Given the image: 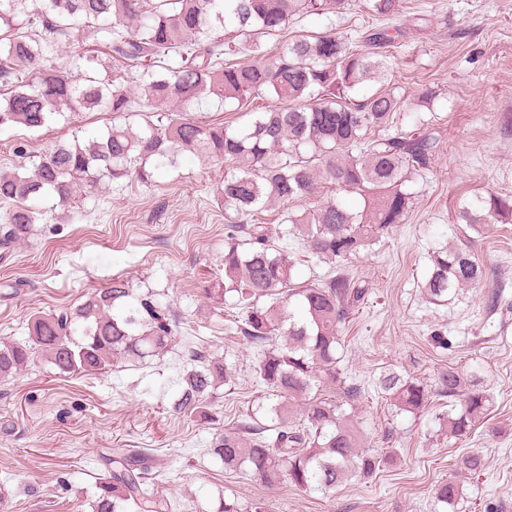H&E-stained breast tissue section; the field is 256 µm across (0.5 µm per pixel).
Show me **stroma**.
I'll use <instances>...</instances> for the list:
<instances>
[{
  "label": "stroma",
  "mask_w": 512,
  "mask_h": 512,
  "mask_svg": "<svg viewBox=\"0 0 512 512\" xmlns=\"http://www.w3.org/2000/svg\"><path fill=\"white\" fill-rule=\"evenodd\" d=\"M375 27L395 36L384 89L412 103L433 91L428 110L438 148L430 168L409 177L414 198L404 224L350 264L368 295L341 329L344 363L362 380L394 369L426 384L448 366L467 368L494 397L484 428L450 441L437 433L441 402L415 417L362 398L363 434L391 461L371 479L324 493L245 481L205 454L259 390L255 355L229 332L233 310L216 294L224 280V165L187 154L176 168L155 172L152 185L122 180L73 207L48 208L29 242L0 261V338L27 340L33 317L76 307L123 276L135 291L159 293L212 354L235 364L231 393L212 402L218 424L172 412L177 349L101 375H59L34 360L0 382V485L9 492L0 512H90L101 457L114 448L147 449L163 473L160 492L185 510L195 502L215 507L219 494L234 493L265 512H433L435 485L455 474L462 452L476 450L487 468L460 477L463 512H512V223L476 240L486 287L445 305L423 290L430 256L452 241L458 210L491 193L512 196V0H400L392 17L354 6L294 19L287 33L353 37ZM111 121L103 112H76L37 132L0 129V169L12 168L19 143L42 152L74 128ZM15 283L21 290L13 295ZM495 287L502 294L489 314L485 301Z\"/></svg>",
  "instance_id": "obj_1"
}]
</instances>
